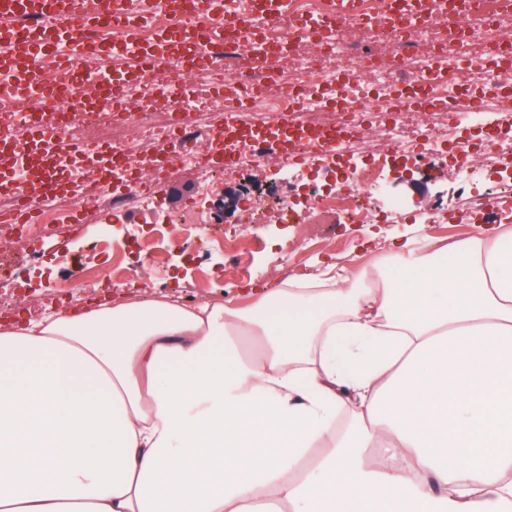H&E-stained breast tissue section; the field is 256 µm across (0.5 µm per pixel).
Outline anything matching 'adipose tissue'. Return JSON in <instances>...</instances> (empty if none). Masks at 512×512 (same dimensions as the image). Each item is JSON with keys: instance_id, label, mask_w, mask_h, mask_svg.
<instances>
[{"instance_id": "obj_1", "label": "adipose tissue", "mask_w": 512, "mask_h": 512, "mask_svg": "<svg viewBox=\"0 0 512 512\" xmlns=\"http://www.w3.org/2000/svg\"><path fill=\"white\" fill-rule=\"evenodd\" d=\"M390 261L1 322L0 512H512V226Z\"/></svg>"}]
</instances>
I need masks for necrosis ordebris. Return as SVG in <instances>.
I'll use <instances>...</instances> for the list:
<instances>
[{
  "instance_id": "1",
  "label": "necrosis or debris",
  "mask_w": 512,
  "mask_h": 512,
  "mask_svg": "<svg viewBox=\"0 0 512 512\" xmlns=\"http://www.w3.org/2000/svg\"><path fill=\"white\" fill-rule=\"evenodd\" d=\"M137 11L145 21L140 36L108 28L102 46L121 48L137 61L157 31L174 28L191 35L194 53L210 59L205 80L195 84L189 98L174 92L185 73L168 58L157 61L156 71H163L169 84L162 90L155 86L156 72L139 69L131 80L112 76L104 81L102 54L81 57L70 72L52 52L34 62L49 95L39 100L0 95V126L24 129L34 116L46 136L55 138L67 136L74 123L85 129L126 125L135 135L113 141V156L139 161V147L147 142L154 147L153 167L196 165L201 146L218 136L224 167L201 184L206 194L221 192L244 167L272 158L274 143L268 137L224 134L225 128L247 126L252 116L287 135L289 152L280 165L303 183L329 157L352 154L368 140L418 166L448 156L455 173L473 180L512 154V65L497 55L505 32L512 30V0H477L453 16L448 0H422L421 19L404 22L394 20L383 0H355L344 18L338 0H277L271 16L255 27L247 21L253 0H195L190 6L181 0H139ZM218 79L223 90L217 94L212 86ZM477 82L500 90V97L473 99L468 88ZM413 83L424 91L423 122L402 118L412 106L406 90ZM116 95L126 99L125 112L113 111ZM191 112L199 114V121L184 126L185 146L170 150L171 120ZM209 114L223 115V125L207 123ZM474 116L486 130L478 146L461 132ZM50 164L69 175L73 198L96 208L103 223H117L128 199L150 200L133 188L111 196L99 167L74 161L69 151H58ZM372 191L360 169L348 167L336 170L328 192L314 193L306 211H295L286 194L273 201L272 211L296 224L327 219L364 224L370 212L363 200ZM11 209V199L1 198L0 236L18 242L44 239L46 232L71 221V205L54 198L39 202L29 224L10 223Z\"/></svg>"
}]
</instances>
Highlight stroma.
I'll list each match as a JSON object with an SVG mask.
<instances>
[{"mask_svg":"<svg viewBox=\"0 0 512 512\" xmlns=\"http://www.w3.org/2000/svg\"><path fill=\"white\" fill-rule=\"evenodd\" d=\"M219 168L216 162L200 169L176 167L154 192L153 209L128 204L119 224L100 223L94 208H75L72 223L51 232L40 253L17 250L0 258V310L38 320L133 291L146 299L223 302L251 282L278 288L297 276L313 279L328 263L354 269L375 257L389 259L396 240L426 235L449 244L482 230L478 224L458 223L466 195L461 179L444 164L416 170L413 180L397 185V192L410 199L402 216L392 219L379 212L369 224L310 228L264 216L271 172L262 164L246 167L241 181L223 191L224 196L236 197L242 190H252V210L233 205L224 208L222 216H214L213 200L201 196L200 185ZM431 206L442 211V223L418 225L421 212ZM188 210L219 219L225 236L250 228L260 246L247 255L244 270H234L235 259L225 253L223 238L201 241L191 232L186 244L168 253L164 263L152 261L143 246L150 229L164 228L170 217ZM105 237L113 238L112 251L99 247ZM112 267L120 268V276L106 278L105 270Z\"/></svg>","mask_w":512,"mask_h":512,"instance_id":"1","label":"stroma"}]
</instances>
